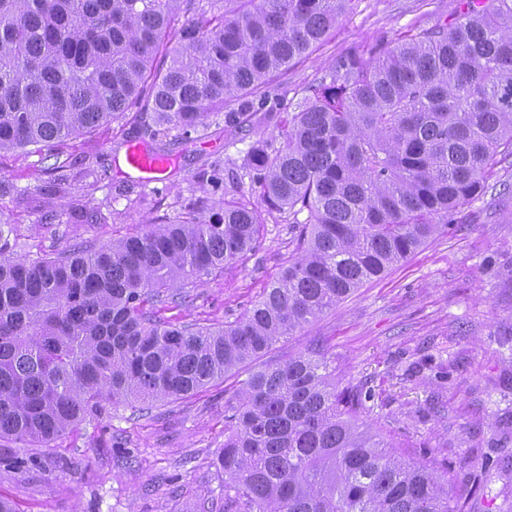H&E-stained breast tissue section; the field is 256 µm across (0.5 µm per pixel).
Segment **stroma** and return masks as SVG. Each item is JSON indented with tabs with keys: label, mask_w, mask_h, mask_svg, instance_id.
<instances>
[{
	"label": "stroma",
	"mask_w": 512,
	"mask_h": 512,
	"mask_svg": "<svg viewBox=\"0 0 512 512\" xmlns=\"http://www.w3.org/2000/svg\"><path fill=\"white\" fill-rule=\"evenodd\" d=\"M459 0H353L324 44L289 66L269 104L287 111L342 56L386 49L416 26L452 19ZM277 120L242 125L213 117L201 137H152L127 115L52 149L0 154V233L15 255L98 247L179 219L203 170L243 160L255 143L279 145ZM139 143L172 156L163 183L126 174V147ZM87 169L58 183L55 169ZM497 187L464 205L447 231L383 278L365 283L282 339L271 359L323 353L341 385L367 392L356 419L378 429L413 462L448 472L449 495L464 499L481 475L479 512H512V159ZM259 243L192 289L161 320L217 327L240 318L278 278L292 249L290 224L263 213ZM249 368L148 412L104 406L53 448L21 449L0 440V497L15 512H204L227 508L224 402ZM21 454L24 467L10 458Z\"/></svg>",
	"instance_id": "stroma-1"
}]
</instances>
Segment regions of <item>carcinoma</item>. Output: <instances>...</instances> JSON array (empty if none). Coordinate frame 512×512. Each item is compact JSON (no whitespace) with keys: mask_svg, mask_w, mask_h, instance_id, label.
<instances>
[{"mask_svg":"<svg viewBox=\"0 0 512 512\" xmlns=\"http://www.w3.org/2000/svg\"><path fill=\"white\" fill-rule=\"evenodd\" d=\"M350 0H0V152L51 147L132 109L191 137L256 117ZM512 156V0H460L449 22L368 61L339 60L294 107L282 145L243 168L294 225L279 278L222 327L146 304L257 247L258 206L198 198L173 224L27 259L0 244V439L49 448L103 403L180 399L236 373L406 261ZM306 214L299 220L300 214ZM316 351L264 362L224 402V497L237 512H477L448 477L354 413Z\"/></svg>","mask_w":512,"mask_h":512,"instance_id":"cac0c4a2","label":"carcinoma"}]
</instances>
